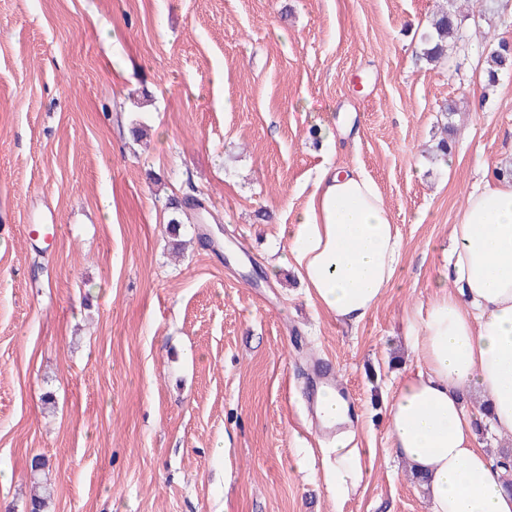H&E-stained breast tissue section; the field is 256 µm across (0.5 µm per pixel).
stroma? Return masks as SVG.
<instances>
[{
    "mask_svg": "<svg viewBox=\"0 0 512 512\" xmlns=\"http://www.w3.org/2000/svg\"><path fill=\"white\" fill-rule=\"evenodd\" d=\"M457 4L463 37L431 65L416 54L448 0H0V512L37 485L45 512H428L385 409L450 225L512 162V73L484 78L512 0ZM447 101L445 171L424 151ZM339 116L352 130L330 148ZM353 166L403 250L344 325L267 267L320 169ZM190 183L208 214L175 237ZM312 358L373 451L341 502L307 417Z\"/></svg>",
    "mask_w": 512,
    "mask_h": 512,
    "instance_id": "1",
    "label": "stroma"
}]
</instances>
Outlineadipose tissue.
I'll return each mask as SVG.
<instances>
[{
  "mask_svg": "<svg viewBox=\"0 0 512 512\" xmlns=\"http://www.w3.org/2000/svg\"><path fill=\"white\" fill-rule=\"evenodd\" d=\"M448 262L418 309L403 375L386 407L389 453L424 478L430 512H512L511 476L478 430L512 440V181L490 176L472 189L449 233ZM402 240L374 183L359 169L321 170L308 206L283 230L310 298L343 324L361 322L391 288ZM317 412L340 426L325 471L345 499L365 480L348 403L321 394Z\"/></svg>",
  "mask_w": 512,
  "mask_h": 512,
  "instance_id": "ef3b65f1",
  "label": "adipose tissue"
}]
</instances>
